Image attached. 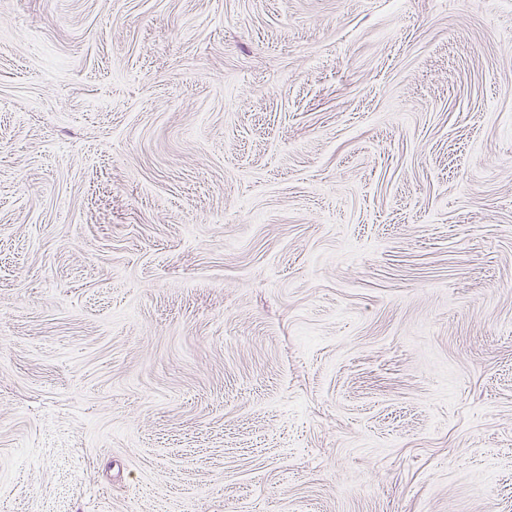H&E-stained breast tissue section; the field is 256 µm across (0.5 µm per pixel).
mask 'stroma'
<instances>
[{"mask_svg":"<svg viewBox=\"0 0 512 512\" xmlns=\"http://www.w3.org/2000/svg\"><path fill=\"white\" fill-rule=\"evenodd\" d=\"M0 512H512V0H0Z\"/></svg>","mask_w":512,"mask_h":512,"instance_id":"35a3bbf8","label":"stroma"}]
</instances>
